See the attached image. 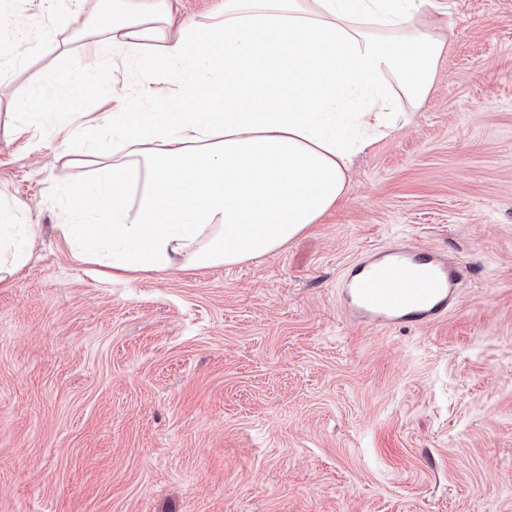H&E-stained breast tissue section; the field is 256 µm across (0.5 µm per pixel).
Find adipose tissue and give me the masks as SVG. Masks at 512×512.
<instances>
[{"label": "adipose tissue", "mask_w": 512, "mask_h": 512, "mask_svg": "<svg viewBox=\"0 0 512 512\" xmlns=\"http://www.w3.org/2000/svg\"><path fill=\"white\" fill-rule=\"evenodd\" d=\"M85 2L55 29L85 40L91 63L138 58L153 108L78 122L25 86L34 111L16 134L47 119L88 145L94 186L64 191L60 231L124 273L236 264L317 223L354 155L408 123L388 83L419 107L444 48L419 22L432 0H224L223 18L186 23L172 0H112L106 26ZM174 68L183 93L158 95L157 75ZM34 236L24 205L0 199V281L24 266Z\"/></svg>", "instance_id": "obj_1"}]
</instances>
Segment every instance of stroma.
Listing matches in <instances>:
<instances>
[{
    "label": "stroma",
    "instance_id": "obj_1",
    "mask_svg": "<svg viewBox=\"0 0 512 512\" xmlns=\"http://www.w3.org/2000/svg\"><path fill=\"white\" fill-rule=\"evenodd\" d=\"M438 3L424 104L319 223L262 258L116 278L58 229V190L94 164L49 127L14 140V90L97 115L117 79L152 103L125 58L89 81L53 26L70 0H7L34 48L0 85V192L36 237L0 283V512H512V0ZM393 246L447 260L444 318L383 332L345 307L343 277Z\"/></svg>",
    "mask_w": 512,
    "mask_h": 512
}]
</instances>
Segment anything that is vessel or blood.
Masks as SVG:
<instances>
[{"label": "vessel or blood", "instance_id": "vessel-or-blood-1", "mask_svg": "<svg viewBox=\"0 0 512 512\" xmlns=\"http://www.w3.org/2000/svg\"><path fill=\"white\" fill-rule=\"evenodd\" d=\"M453 281L437 256L392 248L354 267L343 292L361 320L389 329L404 323L426 325L445 315Z\"/></svg>", "mask_w": 512, "mask_h": 512}]
</instances>
